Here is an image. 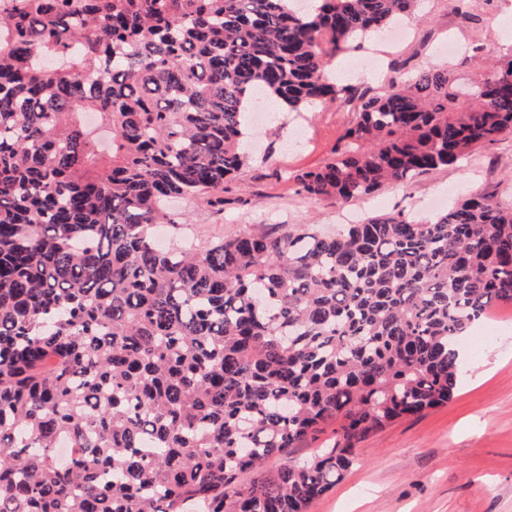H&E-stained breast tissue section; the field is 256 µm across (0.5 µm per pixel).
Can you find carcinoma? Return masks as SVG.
I'll return each mask as SVG.
<instances>
[{
	"instance_id": "obj_1",
	"label": "carcinoma",
	"mask_w": 512,
	"mask_h": 512,
	"mask_svg": "<svg viewBox=\"0 0 512 512\" xmlns=\"http://www.w3.org/2000/svg\"><path fill=\"white\" fill-rule=\"evenodd\" d=\"M418 2L0 9V512H308L357 443L453 397L456 339L512 303V199L476 192L426 222L384 214L334 235L155 241L181 224L169 199L224 205L265 98L354 112L331 157L290 176L315 201L511 138V54L473 47L488 65L468 80L446 66H395L379 90L329 76ZM329 427L327 452L264 470Z\"/></svg>"
}]
</instances>
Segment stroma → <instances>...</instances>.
<instances>
[{"label":"stroma","instance_id":"1","mask_svg":"<svg viewBox=\"0 0 512 512\" xmlns=\"http://www.w3.org/2000/svg\"><path fill=\"white\" fill-rule=\"evenodd\" d=\"M421 13L422 21L408 22L405 38L386 54L367 46L339 54L336 63L347 67L362 60V75L377 89L394 60L407 61L413 70L448 65L466 71L463 55L443 53L452 37L464 47L512 51V0L482 6L479 23L470 27L460 26L451 0H424ZM298 117L305 134L293 146L289 132ZM351 119V113L332 108L298 116L268 102L266 111L253 116L254 147L229 182L223 206H211L203 197L174 202L183 237L203 246L243 231L338 229V205L298 194L288 174L320 167ZM508 187L512 139L480 149L459 167L385 187L347 209L360 218L401 211L425 221L439 211L432 202L439 190L458 197ZM473 333L480 341L470 347L466 371L448 404L398 419L360 442L352 468L309 512H512V327L483 323Z\"/></svg>","mask_w":512,"mask_h":512}]
</instances>
